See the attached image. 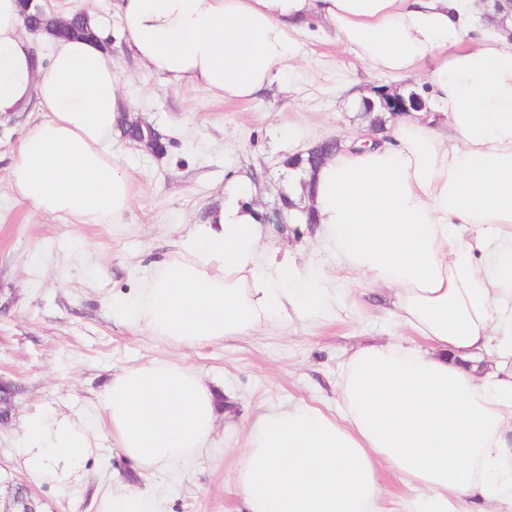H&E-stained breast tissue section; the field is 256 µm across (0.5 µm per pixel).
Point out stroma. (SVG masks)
I'll use <instances>...</instances> for the list:
<instances>
[{
    "label": "stroma",
    "mask_w": 512,
    "mask_h": 512,
    "mask_svg": "<svg viewBox=\"0 0 512 512\" xmlns=\"http://www.w3.org/2000/svg\"><path fill=\"white\" fill-rule=\"evenodd\" d=\"M113 2L47 0L46 9L96 12L112 45L124 111L155 126L171 146L156 157L114 133L112 152L133 184L130 210L118 224H65L34 214L10 189L9 156L40 113L0 126V376L19 388L12 420L0 425V506L21 487L41 512H99L120 486L153 492L162 512H234L232 474L255 416L300 400L338 411L342 371L354 350L406 339L392 291L355 280L323 247L317 225L270 223L265 243L335 280L342 295L336 309L176 348L116 315L112 304L135 299L151 261L181 248L210 220L231 176L253 178L256 203L273 213L288 183L284 156L325 138L353 137L359 122L350 94L390 79L312 32L257 98L226 102L140 67L124 50ZM150 360L195 370L217 396L218 420L209 447L192 461L140 474L99 432L97 414L112 376ZM36 410L68 414L95 432L97 446L78 479L35 480L19 465L24 417Z\"/></svg>",
    "instance_id": "stroma-1"
}]
</instances>
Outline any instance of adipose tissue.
<instances>
[{
  "label": "adipose tissue",
  "instance_id": "ef3b65f1",
  "mask_svg": "<svg viewBox=\"0 0 512 512\" xmlns=\"http://www.w3.org/2000/svg\"><path fill=\"white\" fill-rule=\"evenodd\" d=\"M129 52L166 82L226 101L270 86L311 16L374 72H424L430 113L401 116L392 141L337 151L307 191L321 235L356 277L392 289L417 344L358 349L340 413L301 401L258 415L233 472L239 512H380L381 469L420 491L418 512L463 500L512 504V368L484 355L512 337V36L474 26L476 0H115ZM48 53H41V46ZM120 94L99 40L24 33L0 0V122L38 110L9 164L17 201L67 224H117L133 193L112 153ZM444 115L447 135L434 128ZM243 177L183 251L156 261L128 313L192 348L329 307L328 289L263 249L265 212ZM217 421L189 367L154 360L115 375L99 423L136 468L190 461ZM20 454L34 478H78L96 441L77 420L36 411Z\"/></svg>",
  "mask_w": 512,
  "mask_h": 512
}]
</instances>
